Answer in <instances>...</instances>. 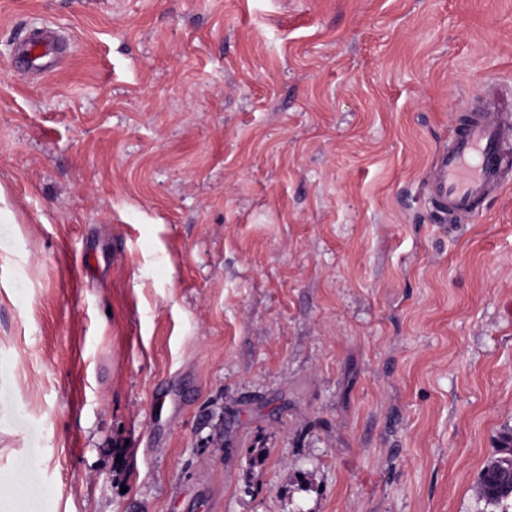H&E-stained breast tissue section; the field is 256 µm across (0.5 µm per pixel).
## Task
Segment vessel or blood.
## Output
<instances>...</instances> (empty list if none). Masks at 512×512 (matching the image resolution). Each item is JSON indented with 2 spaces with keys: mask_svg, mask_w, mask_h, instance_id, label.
<instances>
[{
  "mask_svg": "<svg viewBox=\"0 0 512 512\" xmlns=\"http://www.w3.org/2000/svg\"><path fill=\"white\" fill-rule=\"evenodd\" d=\"M512 131V114L488 100L456 119L447 149L434 156L426 196L441 222L461 223L471 218L512 175V155L503 149Z\"/></svg>",
  "mask_w": 512,
  "mask_h": 512,
  "instance_id": "obj_1",
  "label": "vessel or blood"
}]
</instances>
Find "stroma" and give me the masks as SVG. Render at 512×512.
I'll use <instances>...</instances> for the list:
<instances>
[{"instance_id":"35a3bbf8","label":"stroma","mask_w":512,"mask_h":512,"mask_svg":"<svg viewBox=\"0 0 512 512\" xmlns=\"http://www.w3.org/2000/svg\"><path fill=\"white\" fill-rule=\"evenodd\" d=\"M490 86L512 0H0V512H477L512 182L425 178Z\"/></svg>"}]
</instances>
